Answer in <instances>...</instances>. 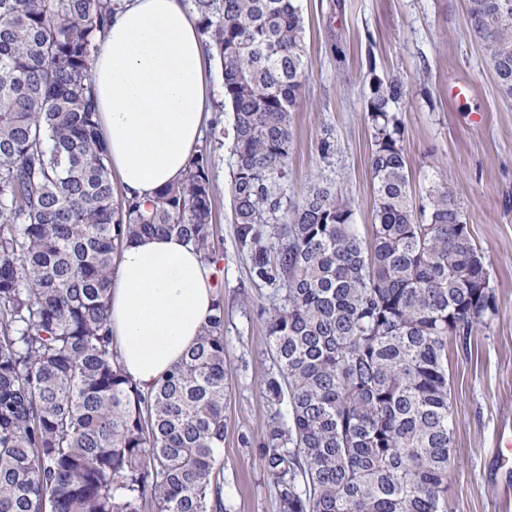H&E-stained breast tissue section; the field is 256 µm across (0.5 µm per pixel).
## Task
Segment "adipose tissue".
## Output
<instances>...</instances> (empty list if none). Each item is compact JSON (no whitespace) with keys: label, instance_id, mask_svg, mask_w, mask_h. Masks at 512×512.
Returning a JSON list of instances; mask_svg holds the SVG:
<instances>
[{"label":"adipose tissue","instance_id":"obj_1","mask_svg":"<svg viewBox=\"0 0 512 512\" xmlns=\"http://www.w3.org/2000/svg\"><path fill=\"white\" fill-rule=\"evenodd\" d=\"M205 39L187 0H122L90 81L112 178L147 202L180 179L210 112ZM214 269L175 235L127 244L112 279L109 325L124 372L151 390L213 312Z\"/></svg>","mask_w":512,"mask_h":512}]
</instances>
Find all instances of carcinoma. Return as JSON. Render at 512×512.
Here are the masks:
<instances>
[{
  "instance_id": "cac0c4a2",
  "label": "carcinoma",
  "mask_w": 512,
  "mask_h": 512,
  "mask_svg": "<svg viewBox=\"0 0 512 512\" xmlns=\"http://www.w3.org/2000/svg\"><path fill=\"white\" fill-rule=\"evenodd\" d=\"M233 112L235 244L274 288V407L258 448L279 512H454L450 336L497 312L454 192L413 202L393 112L403 81L367 66L371 241L343 193L288 196L306 77L298 0H192ZM113 0H0V512H229L224 292L197 344L143 392L117 361L111 274L124 244L176 234L214 264L211 145L148 203L117 194L90 65ZM512 96V0H467Z\"/></svg>"
}]
</instances>
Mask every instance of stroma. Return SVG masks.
I'll list each match as a JSON object with an SVG mask.
<instances>
[{
    "label": "stroma",
    "instance_id": "35a3bbf8",
    "mask_svg": "<svg viewBox=\"0 0 512 512\" xmlns=\"http://www.w3.org/2000/svg\"><path fill=\"white\" fill-rule=\"evenodd\" d=\"M308 72L294 114L288 193L300 198L315 180L349 197L360 233L372 222L373 130L365 112V72L398 77L407 95L395 117L412 191L429 179L447 182L489 266L497 314L471 336L448 342L454 455L445 496L454 512H512V97L503 95L467 17L466 0H299ZM231 111H212L204 138H215L217 261L224 291V353L229 373L222 493L232 512H278L275 486L256 441L271 412L264 383L265 307L271 287H256L250 260L235 246L230 205ZM333 152L323 157L322 141Z\"/></svg>",
    "mask_w": 512,
    "mask_h": 512
}]
</instances>
